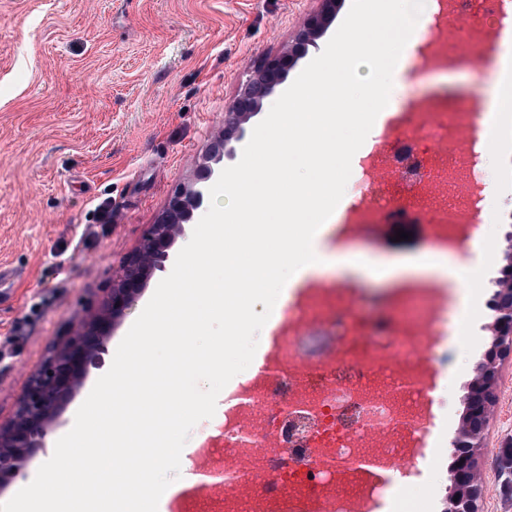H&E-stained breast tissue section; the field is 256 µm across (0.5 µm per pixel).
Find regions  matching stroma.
<instances>
[{
	"mask_svg": "<svg viewBox=\"0 0 512 512\" xmlns=\"http://www.w3.org/2000/svg\"><path fill=\"white\" fill-rule=\"evenodd\" d=\"M319 0H0V267L15 294L0 305V425L13 419L31 376L73 328L109 299L123 259L155 224L168 198L206 162L246 73L294 40ZM429 70L407 66L399 103L445 109L461 95L432 87ZM110 203L111 223L96 211ZM409 240L395 241L397 231ZM425 225L396 220L351 245L363 264L399 263L430 246ZM169 259L112 328L99 367L82 378L19 477L10 500L52 455L115 351L171 272ZM349 287L356 312L399 314L404 298L368 276L331 275ZM486 287L473 324L448 351L459 385L476 377L488 348ZM496 403L478 448L479 512H512L500 448L512 443V356L499 368Z\"/></svg>",
	"mask_w": 512,
	"mask_h": 512,
	"instance_id": "35a3bbf8",
	"label": "stroma"
}]
</instances>
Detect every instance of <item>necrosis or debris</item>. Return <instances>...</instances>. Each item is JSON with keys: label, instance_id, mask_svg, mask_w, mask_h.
Segmentation results:
<instances>
[{"label": "necrosis or debris", "instance_id": "1", "mask_svg": "<svg viewBox=\"0 0 512 512\" xmlns=\"http://www.w3.org/2000/svg\"><path fill=\"white\" fill-rule=\"evenodd\" d=\"M497 0H436L448 17L480 8L462 36L434 40L422 65L450 53L481 70L496 32ZM478 112H409L402 136L383 133L367 164L360 204L340 229L366 234L380 218L406 213L428 224L433 243H448L469 223L482 180ZM353 291L305 288L273 314L259 371L224 393L217 438L188 454V469L207 465L212 487L179 494L178 512H385L391 484L369 477L373 458L412 473L431 453L427 423L448 348V286L436 281L403 316L354 314Z\"/></svg>", "mask_w": 512, "mask_h": 512}]
</instances>
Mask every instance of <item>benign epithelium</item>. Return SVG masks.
I'll list each match as a JSON object with an SVG mask.
<instances>
[{"mask_svg": "<svg viewBox=\"0 0 512 512\" xmlns=\"http://www.w3.org/2000/svg\"><path fill=\"white\" fill-rule=\"evenodd\" d=\"M323 3V10L307 20L295 43L264 57L258 64L261 71L247 75L242 82L226 118V123L238 128V134H244L243 124L259 111L262 101L274 92L299 59V53L316 46L323 21L336 7V0H323ZM213 174L214 171L209 168L200 174L197 181L179 185L167 202L164 219L149 227L138 248L126 259L103 310L90 325L80 326L74 331L64 348L48 360L22 394L17 416L7 426H0V442H7L10 448L9 452L0 453V482L17 478L20 475V461L29 457L34 449L45 447V404L50 400L57 403L65 401L73 392L77 380L98 364L108 340L103 335L104 329L112 318L125 314L137 301L141 293L142 268L148 265L158 267L174 240L184 234L185 223L203 205L204 182ZM494 310L495 336L491 337V346L485 352L484 360L478 364V371L483 376L469 403L468 431L454 442V455L456 462L460 463L456 467V476L460 483L476 478L472 458L465 449L482 447L489 422L485 395L494 389L498 362L512 351L511 288L496 291Z\"/></svg>", "mask_w": 512, "mask_h": 512, "instance_id": "benign-epithelium-1", "label": "benign epithelium"}]
</instances>
